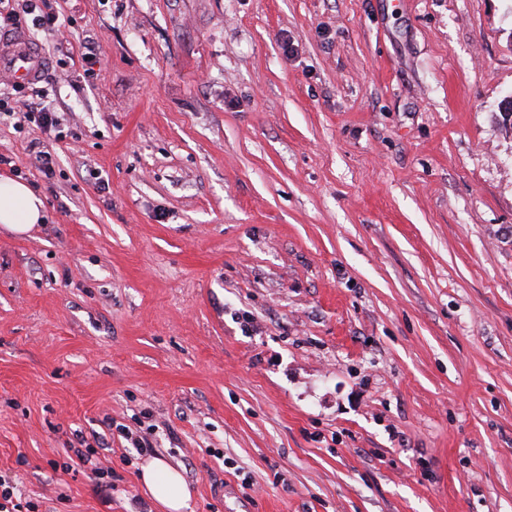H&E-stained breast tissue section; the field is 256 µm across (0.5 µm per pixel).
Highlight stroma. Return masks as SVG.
Here are the masks:
<instances>
[{
    "mask_svg": "<svg viewBox=\"0 0 512 512\" xmlns=\"http://www.w3.org/2000/svg\"><path fill=\"white\" fill-rule=\"evenodd\" d=\"M43 10L65 138L0 81V175L47 211L0 227L22 500L160 512L121 423L187 512H512V0ZM29 151L33 155L35 164L46 180H51L55 174L56 157L48 149L44 150V146H40V142H34L30 145ZM140 470L141 483L167 512H183L188 507L191 493L179 469L157 457H149Z\"/></svg>",
    "mask_w": 512,
    "mask_h": 512,
    "instance_id": "stroma-1",
    "label": "stroma"
}]
</instances>
